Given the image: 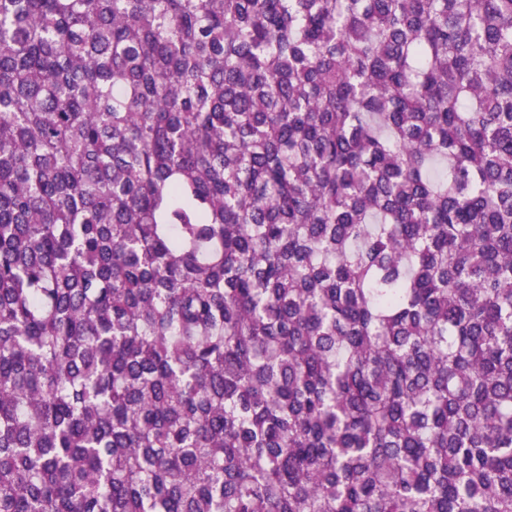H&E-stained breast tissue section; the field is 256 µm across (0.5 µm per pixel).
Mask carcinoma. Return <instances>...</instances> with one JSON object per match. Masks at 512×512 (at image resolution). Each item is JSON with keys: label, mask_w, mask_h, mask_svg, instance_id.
Returning <instances> with one entry per match:
<instances>
[{"label": "carcinoma", "mask_w": 512, "mask_h": 512, "mask_svg": "<svg viewBox=\"0 0 512 512\" xmlns=\"http://www.w3.org/2000/svg\"><path fill=\"white\" fill-rule=\"evenodd\" d=\"M0 512H512V0H0Z\"/></svg>", "instance_id": "obj_1"}]
</instances>
